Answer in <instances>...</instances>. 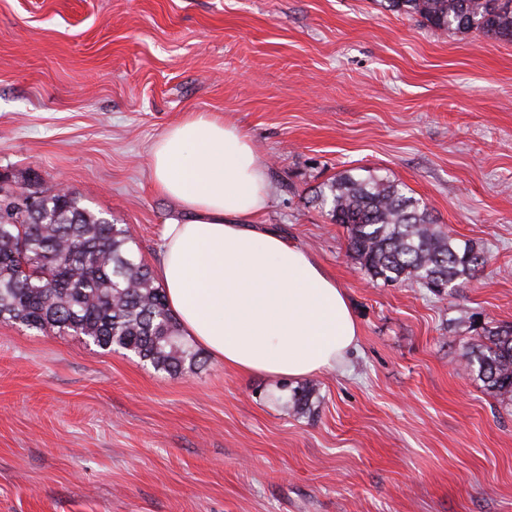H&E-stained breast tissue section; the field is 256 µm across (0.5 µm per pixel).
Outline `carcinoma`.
<instances>
[{
  "instance_id": "obj_1",
  "label": "carcinoma",
  "mask_w": 512,
  "mask_h": 512,
  "mask_svg": "<svg viewBox=\"0 0 512 512\" xmlns=\"http://www.w3.org/2000/svg\"><path fill=\"white\" fill-rule=\"evenodd\" d=\"M379 6L443 33L512 42V0H379ZM16 188L40 194V206L33 214L17 211L8 194H0L1 321L75 333L104 350L132 352L172 376L201 364L164 289L129 247L127 227L93 213L73 192L30 183ZM312 201L346 226L349 255L373 280H408L450 294L486 263L483 251L458 242L403 184L387 178L346 170L322 184ZM460 358L487 394L512 402V326L484 330ZM318 395V384L298 385L289 390L288 410L307 414Z\"/></svg>"
}]
</instances>
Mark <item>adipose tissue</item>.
Instances as JSON below:
<instances>
[{
    "instance_id": "adipose-tissue-1",
    "label": "adipose tissue",
    "mask_w": 512,
    "mask_h": 512,
    "mask_svg": "<svg viewBox=\"0 0 512 512\" xmlns=\"http://www.w3.org/2000/svg\"><path fill=\"white\" fill-rule=\"evenodd\" d=\"M155 187L189 212L165 224L156 277L187 340L225 368L298 381L359 344L349 298L306 249L258 221L270 198L253 140L196 114L151 150Z\"/></svg>"
}]
</instances>
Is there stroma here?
<instances>
[{"label": "stroma", "instance_id": "35a3bbf8", "mask_svg": "<svg viewBox=\"0 0 512 512\" xmlns=\"http://www.w3.org/2000/svg\"><path fill=\"white\" fill-rule=\"evenodd\" d=\"M197 113L253 140L262 223L335 276L359 346L295 416L211 358L170 376L0 322V512H512V404L460 365L512 324V43L377 0H0V172L65 185L152 268L181 210L150 150ZM354 168L482 248L483 276L441 299L372 280L312 201Z\"/></svg>", "mask_w": 512, "mask_h": 512}]
</instances>
